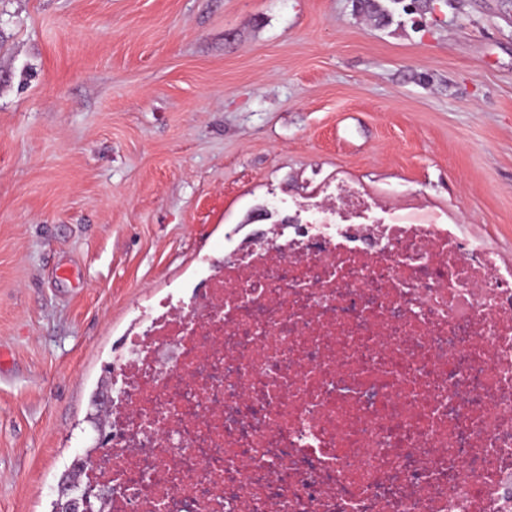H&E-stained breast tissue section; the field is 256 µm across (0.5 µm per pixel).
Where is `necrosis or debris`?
Here are the masks:
<instances>
[{
  "label": "necrosis or debris",
  "instance_id": "1",
  "mask_svg": "<svg viewBox=\"0 0 512 512\" xmlns=\"http://www.w3.org/2000/svg\"><path fill=\"white\" fill-rule=\"evenodd\" d=\"M146 314L105 512H512V271L353 183Z\"/></svg>",
  "mask_w": 512,
  "mask_h": 512
}]
</instances>
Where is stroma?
I'll return each mask as SVG.
<instances>
[{
  "label": "stroma",
  "instance_id": "obj_1",
  "mask_svg": "<svg viewBox=\"0 0 512 512\" xmlns=\"http://www.w3.org/2000/svg\"><path fill=\"white\" fill-rule=\"evenodd\" d=\"M340 179L512 267V0H0V512H50L140 314Z\"/></svg>",
  "mask_w": 512,
  "mask_h": 512
}]
</instances>
